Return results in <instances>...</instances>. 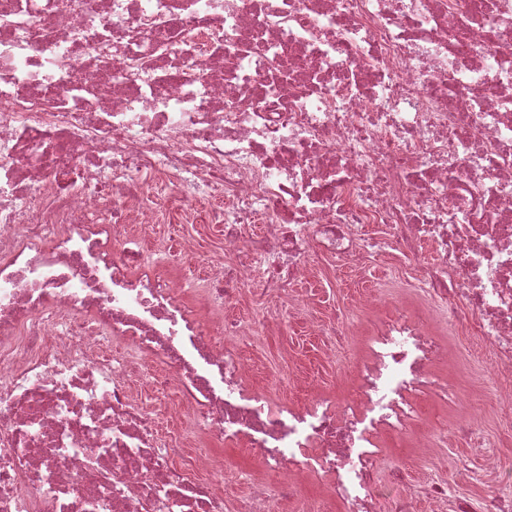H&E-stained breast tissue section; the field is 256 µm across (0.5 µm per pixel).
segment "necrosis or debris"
I'll return each mask as SVG.
<instances>
[{"instance_id":"4bbe7bcc","label":"necrosis or debris","mask_w":512,"mask_h":512,"mask_svg":"<svg viewBox=\"0 0 512 512\" xmlns=\"http://www.w3.org/2000/svg\"><path fill=\"white\" fill-rule=\"evenodd\" d=\"M159 184L222 238L206 315L146 268L171 250ZM373 224L434 251L418 287L511 375L512 0H0V512H224L221 444L275 478L239 512L309 477L346 512H512L491 457L477 505L377 477L440 353L400 308L352 401L245 383L236 338L260 324L224 302L295 301L313 256L360 266ZM164 415L209 447L185 455Z\"/></svg>"}]
</instances>
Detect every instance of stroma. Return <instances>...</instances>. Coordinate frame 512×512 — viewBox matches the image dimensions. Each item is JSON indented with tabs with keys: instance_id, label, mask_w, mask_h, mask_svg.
<instances>
[{
	"instance_id": "1",
	"label": "stroma",
	"mask_w": 512,
	"mask_h": 512,
	"mask_svg": "<svg viewBox=\"0 0 512 512\" xmlns=\"http://www.w3.org/2000/svg\"><path fill=\"white\" fill-rule=\"evenodd\" d=\"M159 221L154 226L156 236L185 235L197 246L193 259H155V273L180 276L186 283L190 301H198V288L203 275V263L220 251V243L209 225L184 224L173 198L160 193L153 195ZM365 269H349L328 260L320 264V276L315 288L299 285L305 304L289 310L287 302L260 303L249 290H242L235 302L224 312L251 321H267L268 327L259 333L238 337L237 344L252 365V382L261 390H273L288 402L304 401L316 392H325L339 401L353 398L351 376L365 351L363 337L349 336L338 341L329 336H317L309 330L312 321L333 315L344 316L348 323L371 330L377 312L358 308L357 298L374 293L383 300L402 306L409 313L426 320H435L436 313L427 295L412 285V272L400 263L392 248L385 244L371 247L365 256ZM435 330L444 354L435 365L438 378L450 380L454 395L421 397L418 401L416 428L437 431L447 426L449 419L463 413L479 415L483 420L480 432L459 438L448 453L455 458L464 473L454 485L458 496L479 501L492 489L483 471L486 455H495L502 465L512 467V417L501 415L495 406L497 395L508 381L494 371L489 354L482 349L468 320L437 323ZM381 453L377 462L380 476L403 469L415 484L428 482L438 471L435 462L440 449L421 453L408 436L384 435L379 439ZM225 512H236L248 493L249 486L240 480L241 472L258 474V464L242 448L223 447Z\"/></svg>"
}]
</instances>
